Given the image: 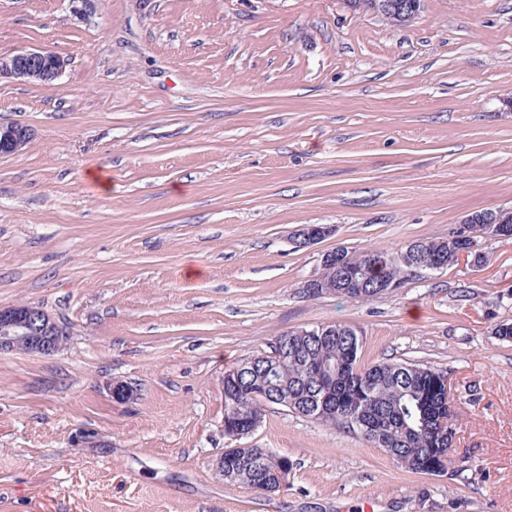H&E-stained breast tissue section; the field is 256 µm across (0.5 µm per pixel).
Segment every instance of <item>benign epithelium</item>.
Returning a JSON list of instances; mask_svg holds the SVG:
<instances>
[{"label": "benign epithelium", "instance_id": "1", "mask_svg": "<svg viewBox=\"0 0 512 512\" xmlns=\"http://www.w3.org/2000/svg\"><path fill=\"white\" fill-rule=\"evenodd\" d=\"M351 13L371 12L379 16H393L405 26L420 13L424 0H338ZM67 60L46 50H22L0 57V78L51 83L65 70ZM31 129L22 123L0 125V155H13L28 143ZM512 211L497 214L471 215L466 224H509ZM333 233L329 225H302L292 232V240L299 246L313 245ZM343 251L330 250L322 255L321 269L306 279L302 288L319 296L336 294L337 272L342 268ZM60 323L37 305H13L0 308V353L19 346L33 353L50 356L56 352Z\"/></svg>", "mask_w": 512, "mask_h": 512}]
</instances>
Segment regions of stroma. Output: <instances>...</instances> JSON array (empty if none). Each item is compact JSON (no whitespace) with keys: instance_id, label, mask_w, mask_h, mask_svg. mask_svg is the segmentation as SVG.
<instances>
[{"instance_id":"obj_1","label":"stroma","mask_w":512,"mask_h":512,"mask_svg":"<svg viewBox=\"0 0 512 512\" xmlns=\"http://www.w3.org/2000/svg\"><path fill=\"white\" fill-rule=\"evenodd\" d=\"M31 49L68 65L0 80V124L32 130L0 157V307L68 336L0 354V512H512V238L370 301L300 288L336 247L512 210V0L406 27L338 0H0V57ZM305 224L333 232L296 246ZM334 322L362 365L447 370V474L272 406L237 445L287 456L286 487L226 486L225 370Z\"/></svg>"}]
</instances>
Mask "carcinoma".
Masks as SVG:
<instances>
[{
	"label": "carcinoma",
	"instance_id": "cac0c4a2",
	"mask_svg": "<svg viewBox=\"0 0 512 512\" xmlns=\"http://www.w3.org/2000/svg\"><path fill=\"white\" fill-rule=\"evenodd\" d=\"M512 233V224H465L446 239H421L422 259L455 263L460 249L478 237L499 238V229ZM411 245L395 252L372 249L346 254V277L336 294L369 301L390 288H399L417 275L404 263ZM386 254L392 261L377 263ZM334 336H303L295 330L275 337L288 353L270 359L252 355L245 369L224 378V430L248 437L259 428L265 408L280 406L330 429L355 434L384 451L413 474L439 475L448 471V448L455 435L447 395L431 392L432 379L447 372L417 362L382 361L360 366V338L350 326L331 323ZM279 454L269 448H240L224 454V483L258 489L279 485Z\"/></svg>",
	"mask_w": 512,
	"mask_h": 512
}]
</instances>
